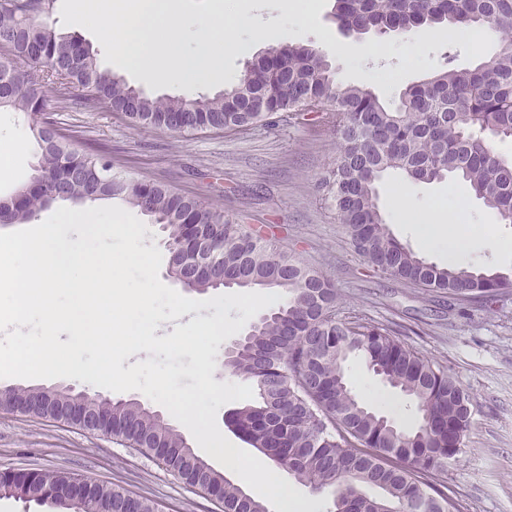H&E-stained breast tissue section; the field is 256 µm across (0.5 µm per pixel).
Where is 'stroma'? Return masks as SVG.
<instances>
[{
    "label": "stroma",
    "mask_w": 512,
    "mask_h": 512,
    "mask_svg": "<svg viewBox=\"0 0 512 512\" xmlns=\"http://www.w3.org/2000/svg\"><path fill=\"white\" fill-rule=\"evenodd\" d=\"M335 0H317L306 23L290 22L282 0H239V39H249L254 17L281 27L280 44H309L322 50L338 77L363 85L396 104L406 88L447 66L472 68L498 49L497 38L475 48L471 38L432 35L423 27L408 34L342 31L334 19ZM416 54H408L409 43ZM373 53H363V46ZM49 108L65 133L90 148L108 152L116 172L162 183L224 209L251 228L265 227L278 244L335 284L343 311L362 314L400 330L402 342L444 366L468 392L470 426L462 451L430 481L451 497L458 512H512V291L490 304L452 301L447 295L394 279L368 267L350 246L344 228L318 187L332 169L339 141L330 123L317 117L243 132L203 130L182 137L160 129H134L102 105L87 107L76 98L51 93ZM29 137L28 120L0 112V179L5 197L30 182L38 151L18 154L9 136ZM401 177L381 181L379 206L390 232L411 249L419 244L408 225L393 221L404 202L424 216L435 207L456 212L470 236L459 262L494 270L512 268V225L448 177L412 183L398 190ZM350 383L371 409L389 414L379 399L390 393L407 418L414 408L356 357L347 363ZM65 469L109 480L153 499L161 512H222L219 503L175 478L154 459L90 434L19 413L0 410V469Z\"/></svg>",
    "instance_id": "obj_1"
}]
</instances>
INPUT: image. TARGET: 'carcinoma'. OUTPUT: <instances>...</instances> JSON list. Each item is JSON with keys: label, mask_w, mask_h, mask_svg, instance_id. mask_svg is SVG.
Instances as JSON below:
<instances>
[{"label": "carcinoma", "mask_w": 512, "mask_h": 512, "mask_svg": "<svg viewBox=\"0 0 512 512\" xmlns=\"http://www.w3.org/2000/svg\"><path fill=\"white\" fill-rule=\"evenodd\" d=\"M54 0H0V111L34 117L39 152L31 182L0 200L1 224L29 222L46 205L119 199L159 225L169 274L205 292L227 276L247 289L277 288L285 301L262 314L224 355V370L249 382L252 403L229 413L247 442L298 483L332 495V512H457L424 476L461 451L470 398L442 366L405 346L391 328L339 316L336 287L321 272L224 210L177 189L113 172L112 159L53 132L46 88L106 105L134 129L180 136L237 131L281 114L323 113L336 131V167L319 188L354 251L373 269L458 300L486 302L512 288V270L441 267L393 237L379 207L378 183L393 172L412 182L457 177L512 224V158L495 149L512 140V0H336L346 32H409L422 26H487L501 48L472 69L447 68L405 91L398 105L345 84L311 45L269 48L239 82L213 96L152 97L101 68L97 53L47 23ZM360 357L415 402L410 429L367 407L346 375ZM26 405L31 418L90 428L161 464L183 483L215 497L224 512H268L214 469L164 415L137 399L55 388L0 389V409ZM369 489L378 490L370 495ZM68 512H159L152 500L109 481L67 471H0V497Z\"/></svg>", "instance_id": "1"}]
</instances>
